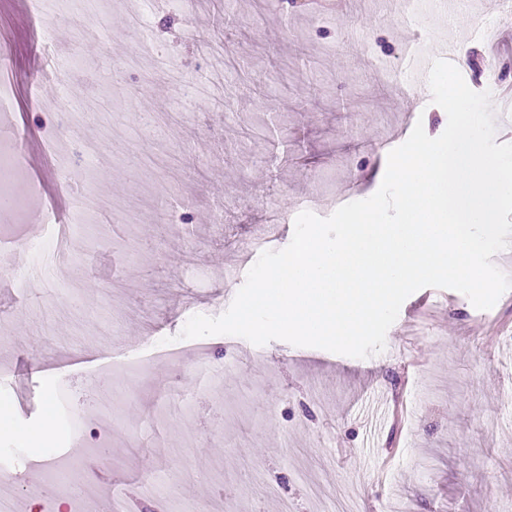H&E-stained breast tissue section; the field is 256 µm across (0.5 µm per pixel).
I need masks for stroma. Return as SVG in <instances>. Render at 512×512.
Instances as JSON below:
<instances>
[{
  "instance_id": "1",
  "label": "stroma",
  "mask_w": 512,
  "mask_h": 512,
  "mask_svg": "<svg viewBox=\"0 0 512 512\" xmlns=\"http://www.w3.org/2000/svg\"><path fill=\"white\" fill-rule=\"evenodd\" d=\"M431 2L416 0L409 28L385 18L379 0H235L227 17L221 0L190 11L116 0L100 38L85 41L82 15L59 21L58 46L78 40L86 59L117 64L98 75L72 69L64 82L119 102L112 146L90 163L93 187L138 221L88 225L83 248L95 265L72 263L71 284L50 271L21 289L0 283V448L19 451L17 512H69L72 484L124 498L125 512H512V290L482 311L460 292L420 289L384 351L364 359L282 340L180 337L192 315L225 312V294L244 284L232 272L263 225L282 228L270 250L286 248L299 213L327 217L372 196L416 122L444 131L440 106L406 94L409 40L434 51L464 41L460 73L474 91L512 84L502 0H465L451 21ZM145 10L186 78L205 70L209 49L222 53L223 99L173 88L151 61L127 65L138 41L128 18ZM41 43L28 0H0V50L25 134L17 191L40 205L20 223L0 222V255L21 273L31 259L15 242L26 222L45 220L54 235L73 207L52 157L61 84L30 93L46 65ZM148 115L167 147H154ZM130 137L142 138L146 166L124 158ZM169 207L184 223H155ZM60 303L84 311L43 340L26 312ZM484 325L501 326L496 343L479 334ZM60 389L53 419L49 398ZM396 393L407 405L402 430L371 423ZM72 417L89 433L66 434ZM50 448L71 461L63 480L46 472Z\"/></svg>"
}]
</instances>
